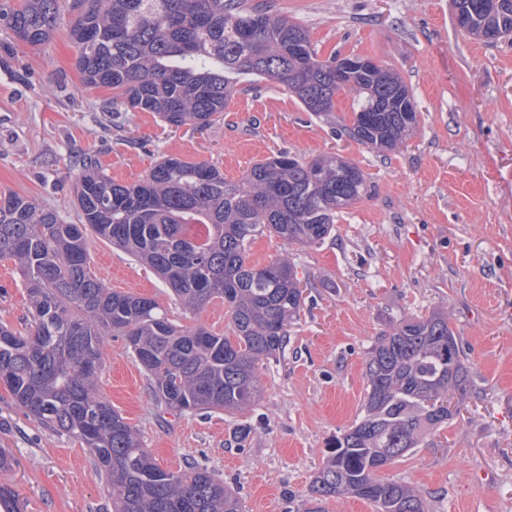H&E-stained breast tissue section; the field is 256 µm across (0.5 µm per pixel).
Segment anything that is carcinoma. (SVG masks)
Wrapping results in <instances>:
<instances>
[{"label":"carcinoma","instance_id":"carcinoma-1","mask_svg":"<svg viewBox=\"0 0 512 512\" xmlns=\"http://www.w3.org/2000/svg\"><path fill=\"white\" fill-rule=\"evenodd\" d=\"M482 0H453L470 36L494 43L512 33V0L494 14ZM62 0L0 5V24L37 47L57 27ZM69 27L87 85L109 87L131 112L170 127L211 124L241 78L276 83L311 112H329L349 82L358 94L344 132L392 151L419 125L412 92L374 65L354 77L335 55L318 58L308 30L244 0H70ZM367 194L360 167L338 155L305 160L288 152L255 163L236 182L219 168L169 156L123 185L98 162L81 165L78 223L15 192L0 195V260L17 268L30 302L24 332L0 324V383L25 413L89 448L105 475L112 512H242L212 472L158 466L138 432L100 393L102 348L125 339L165 407L243 413L262 393L257 371L279 354L303 309V289L286 261L249 264L248 248L270 233L290 245H319L336 218ZM109 241L149 267L192 313L227 305L232 336L173 323L152 299L112 290L90 267V238ZM363 414L331 444L303 512L348 495L375 512H431L412 487L377 475L420 446L455 414L432 398L467 393L469 370L448 316L402 319L369 352Z\"/></svg>","mask_w":512,"mask_h":512}]
</instances>
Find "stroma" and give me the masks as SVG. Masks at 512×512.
<instances>
[{"label": "stroma", "instance_id": "stroma-1", "mask_svg": "<svg viewBox=\"0 0 512 512\" xmlns=\"http://www.w3.org/2000/svg\"><path fill=\"white\" fill-rule=\"evenodd\" d=\"M302 24L320 58L355 55L397 71L419 126L380 153L342 136L355 93L316 114L278 84L241 79L213 123L178 129L149 112H117L112 90L85 85L62 11L42 46L0 26V192L77 218L78 162L96 157L133 184L163 157L216 165L238 180L281 152L339 154L363 171L367 194L316 247L257 238L251 265L292 263L305 302L284 351L259 369L248 411L179 413L157 402L124 340L107 337L101 394L167 470L207 467L243 512H296L336 437L360 417L365 365L401 319L446 313L461 338L470 387L459 415L381 476L412 486L432 512H512V35L486 44L455 24L452 0H247ZM91 268L112 290L155 299L170 319L230 330L222 301L186 313L154 273L102 239ZM21 330L29 301L0 261V323ZM0 487L18 512H112L89 451L27 416L0 384Z\"/></svg>", "mask_w": 512, "mask_h": 512}]
</instances>
